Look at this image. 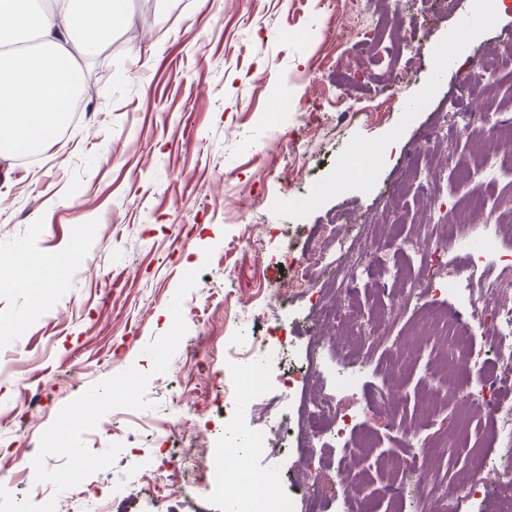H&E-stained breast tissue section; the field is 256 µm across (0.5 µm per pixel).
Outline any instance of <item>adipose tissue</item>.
I'll list each match as a JSON object with an SVG mask.
<instances>
[{"instance_id": "1", "label": "adipose tissue", "mask_w": 512, "mask_h": 512, "mask_svg": "<svg viewBox=\"0 0 512 512\" xmlns=\"http://www.w3.org/2000/svg\"><path fill=\"white\" fill-rule=\"evenodd\" d=\"M0 0V151L16 155L57 132L78 56L100 49L129 19L128 0H51L36 12Z\"/></svg>"}]
</instances>
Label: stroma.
<instances>
[{
    "label": "stroma",
    "mask_w": 512,
    "mask_h": 512,
    "mask_svg": "<svg viewBox=\"0 0 512 512\" xmlns=\"http://www.w3.org/2000/svg\"><path fill=\"white\" fill-rule=\"evenodd\" d=\"M496 20L475 15L471 0H405L423 33L399 62L393 105L374 111L387 76L380 46L359 49L353 31L382 20L381 0H135L128 23L80 68L93 94L78 118L32 158L0 157V262L30 252L64 267L44 301L32 288L0 278V512H80L71 487L55 476L74 453L91 459L82 489L125 486L109 512H235L238 503L198 471L207 493L194 502L137 493L136 485L185 455L243 457L266 479L272 501L308 512L299 487L297 437L271 427L263 407L240 389L248 353L269 333L287 339L286 363L304 377L298 396L338 391L357 423L354 437L375 447L362 466L372 487L368 512H388L385 462L408 455L409 441L384 411L367 407L369 392L393 387L394 408L408 416L426 393L444 390L432 374L442 347L420 337L414 362L396 366L397 344L429 306L466 313L465 282L449 280L436 298L402 306L357 281L348 302L370 339L366 361L340 362L325 348L318 371L304 376L318 310L297 280L294 257L311 237L339 220L378 225L380 257L419 224H448L474 186L483 187L485 223L470 227L471 244L488 252L482 272H496L512 238L498 221L512 199V153L490 170L475 169L474 149L455 123L512 125V64L498 67L487 92L495 109L475 113L462 85L481 73L486 45L512 30V0ZM348 87L362 109L346 112ZM391 143L369 178L339 179L350 142ZM441 158L440 178L409 183L396 215L387 189L403 180L418 147ZM433 195L440 208L426 211ZM286 286L283 301L269 280ZM483 366L466 372L460 400L486 388L497 353L468 322ZM291 401V408L299 403ZM447 408L420 435L443 448L432 478L451 489L471 447L484 449L487 479L458 512H490L512 483V458L492 448L483 417L470 419L469 446L445 434ZM187 426L174 430L178 416ZM271 447L249 450L254 433ZM314 469L333 488L324 512H351L349 488L335 466L340 441L316 442ZM41 462L37 472L19 457Z\"/></svg>",
    "instance_id": "obj_1"
}]
</instances>
